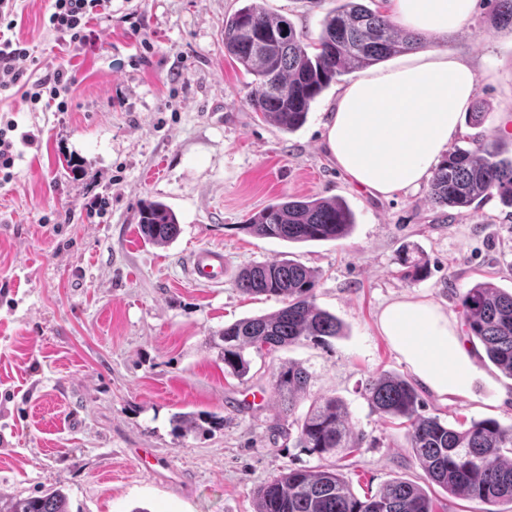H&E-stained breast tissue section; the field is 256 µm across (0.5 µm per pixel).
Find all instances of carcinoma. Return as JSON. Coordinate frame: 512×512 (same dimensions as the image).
Returning a JSON list of instances; mask_svg holds the SVG:
<instances>
[{
	"mask_svg": "<svg viewBox=\"0 0 512 512\" xmlns=\"http://www.w3.org/2000/svg\"><path fill=\"white\" fill-rule=\"evenodd\" d=\"M422 45V37L399 27L379 9L358 0H336L321 23L315 41L296 32L284 17H271L257 0H249L224 20V50L254 76L246 103L280 128L291 131L305 123L312 102L336 78L366 69ZM497 195L512 207V158L494 144L455 148L434 172L431 198L440 207L462 210ZM354 224L340 200L292 197L271 203L244 228L257 237L305 243L345 237ZM142 238L163 245L177 237L174 213L153 202L139 214ZM401 277L423 279L426 264L407 253L399 256ZM317 276L290 259L252 264L242 269L237 288L247 295L280 298L278 311L240 319L212 337L224 362V373L243 378L250 371L249 348L272 354L304 340L325 341L341 335L336 316L315 303ZM467 336L477 339L488 360L512 378V292L490 282L477 283L460 298ZM311 373L285 362L273 373L272 388L282 404L284 422L271 429L322 464L316 470L290 467L261 486L256 512H435L418 485L394 478L380 490L359 496L339 472L337 460L362 447L345 404L335 397L309 398ZM371 410L406 424L407 443L426 478L450 494L478 499L486 512L512 504V426L494 419L471 420L459 427L419 413L420 398L409 382L381 373L364 387ZM308 408L299 411L305 399ZM174 420L188 433L201 428L203 415L177 413ZM0 512H70L69 495L51 488L34 497H3Z\"/></svg>",
	"mask_w": 512,
	"mask_h": 512,
	"instance_id": "carcinoma-1",
	"label": "carcinoma"
}]
</instances>
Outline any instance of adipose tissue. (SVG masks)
Instances as JSON below:
<instances>
[{"instance_id":"obj_1","label":"adipose tissue","mask_w":512,"mask_h":512,"mask_svg":"<svg viewBox=\"0 0 512 512\" xmlns=\"http://www.w3.org/2000/svg\"><path fill=\"white\" fill-rule=\"evenodd\" d=\"M476 0H383L382 12L424 37L466 27ZM476 94L470 62L445 46L405 54L395 65L366 72L343 87L326 125L337 166L371 195L417 190L461 133V116ZM381 333L418 380L439 396H464L476 364L447 310L405 297L379 314Z\"/></svg>"}]
</instances>
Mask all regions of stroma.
Here are the masks:
<instances>
[{
    "mask_svg": "<svg viewBox=\"0 0 512 512\" xmlns=\"http://www.w3.org/2000/svg\"><path fill=\"white\" fill-rule=\"evenodd\" d=\"M297 32L317 38L334 0H260ZM246 0H112L91 23L93 45L58 42L51 0H17L12 38L41 71L74 78L64 110L0 100V126L16 121L37 144L22 148L0 180V494L36 496L63 486L71 512H255L260 486L316 457L273 439L281 415L272 372L293 362L309 392L341 399L362 433L342 470L356 494L394 478L422 485L437 512H485L484 504L426 483L405 428L371 411L361 391L389 372L414 375L378 327L404 296L460 315L459 297L482 281L512 292V208L498 196L442 213L429 186L390 198L354 187L332 161L325 124L339 76L286 132L246 103L252 80L224 51V20ZM495 0L444 42L469 60L477 91L463 114L461 148L494 142L512 157V28L494 23ZM483 112L473 124V112ZM286 196L340 198L354 214L348 236L288 243L244 229ZM103 200V213L87 204ZM167 205L180 232L145 242L141 208ZM224 249V282L196 284L189 254ZM427 261V279L400 277V251ZM291 259L315 270V302L341 336L253 357L244 379L224 373L210 346L237 320L270 314L278 298L243 294L241 269ZM477 375L465 396L420 389L426 416L448 424L493 418L512 425V379L473 346ZM221 417L182 433L179 412Z\"/></svg>",
    "mask_w": 512,
    "mask_h": 512,
    "instance_id": "1",
    "label": "stroma"
}]
</instances>
